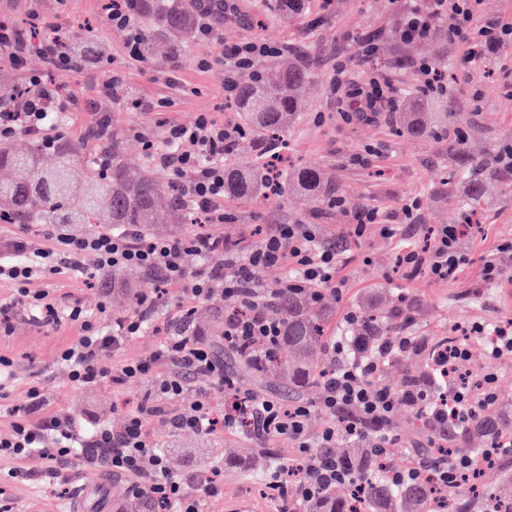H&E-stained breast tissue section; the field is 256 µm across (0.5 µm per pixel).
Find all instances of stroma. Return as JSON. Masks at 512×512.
<instances>
[{
  "mask_svg": "<svg viewBox=\"0 0 512 512\" xmlns=\"http://www.w3.org/2000/svg\"><path fill=\"white\" fill-rule=\"evenodd\" d=\"M105 2L0 0V15L18 24L27 23L35 13L47 21H62L69 32L75 33L88 21L101 37L103 58L93 67L96 83L76 77L65 80L68 93L82 102L81 108L66 120V134L73 143L83 145L101 116L110 115L112 129L122 142L126 164L141 170L148 159L133 130L142 124L144 116L134 108L133 99L164 95V79L171 73L188 88L187 94L174 97L168 108L174 119L189 124L199 113L212 112L236 120L235 109L224 100L220 70L225 46L254 37L287 45V58L305 61L314 77L288 127L284 154L291 164L322 172L333 195L343 198L345 204L334 207L326 199L306 196L293 187L287 195L259 202L228 197L224 207L232 219L223 226L225 236L235 239L258 233L269 224H312L321 238L329 240L348 230L359 209L376 207L397 213L405 203L416 200L420 203L417 219L402 225L397 237L372 233L349 243V259L338 274L344 282L342 290L325 295L331 310L326 336L347 334L343 322L347 310L372 306L389 313L405 299L412 303L408 334L425 337L432 343L440 337L452 336L454 328L475 322L490 329L512 321V300L504 286L487 285L481 277L482 265L487 260L497 261L512 272V254L496 250L501 239H512V184L488 186L489 204L481 210V222L462 241L470 262L458 279L438 283L424 275L405 277L396 265L399 249L423 245L430 227L461 223L464 183H450L442 176L448 164L447 142L395 134L399 103L382 104L374 121L347 123L340 116V105L329 85L332 66L339 60L346 62L354 81L382 75L399 90L414 82L413 60L425 58L444 64L451 89L447 96L434 98L432 109L447 113L449 120L464 123L470 132L471 154L479 160L487 149L512 135V88L504 74L505 69H512V45L498 47L472 78L463 62L462 49L450 44L447 37L438 35L415 43L399 40L401 0H311L309 19L290 22L268 18L264 0H238L240 20L225 23L214 40L191 38L183 60L174 63L160 56L146 63L130 64L125 59V35L108 22ZM369 39L376 43L377 53L366 59L360 53V44ZM199 58L211 61V68L197 67L195 61ZM115 66L126 72L125 94L121 97L103 88L109 70ZM116 277L138 288L152 285L151 279L136 269L114 274L91 267L77 278L35 280L30 288H53L72 295L90 312L96 311L105 298L112 314L124 315L133 311L134 298L131 293L111 290ZM78 336L77 324L65 321L44 327L33 323L27 311L15 309L9 332L0 331V354L13 358L17 371L10 402L21 403L27 384L37 380L46 388L51 410L70 414L86 426L106 423L120 427L147 387L141 384L118 391L106 384L94 388L72 384L56 357ZM470 343L475 351L470 370L481 369L497 376V411L511 416L512 358H484L480 337H471ZM224 371L242 388L274 395L287 404L295 400L314 402L320 397L319 383H310L294 395L288 391L287 380L257 379L234 358L225 359ZM391 429L397 442L390 450L394 467L403 468L423 459L419 445L424 432L411 409L399 408ZM153 430L173 471L220 468L224 495L209 503L208 512H279L278 501L270 498L265 485L274 464L288 460L292 446L288 438L266 445L221 429L210 434L189 430L174 433L161 421L154 422ZM11 466V461L0 460V502L10 505L13 512H71L83 491L89 494L87 512H127L133 500L124 480L114 479L98 487L94 474L86 473L73 475L68 482L54 486L22 485L8 477Z\"/></svg>",
  "mask_w": 512,
  "mask_h": 512,
  "instance_id": "obj_1",
  "label": "stroma"
}]
</instances>
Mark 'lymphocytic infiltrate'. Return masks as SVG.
<instances>
[{
	"mask_svg": "<svg viewBox=\"0 0 512 512\" xmlns=\"http://www.w3.org/2000/svg\"><path fill=\"white\" fill-rule=\"evenodd\" d=\"M481 0H425L424 7H412L406 14L399 37L414 42L434 36L440 21L448 23V39L465 46L464 62L478 70L482 46L512 43V16L479 21ZM197 18L200 40H211L221 24L236 15L235 0H190ZM136 0H109L107 17L126 35L131 60H138L143 33L135 20ZM39 41L20 26L0 21V47L9 48L11 66L21 67L26 55L39 54L50 75L29 74L25 78L28 96L0 103V143L26 134L52 145L64 127L68 112L78 107L76 98L63 94L61 76L87 71L86 62L71 53L65 43L64 26L51 21ZM278 45L249 39L224 50V97L234 98L238 81L250 72L256 59L280 54ZM386 81L371 79L372 95L347 92L346 67L336 64L330 80L334 95L345 98V121H371L375 94ZM134 107L144 110L148 123L164 129V144H156L144 129H136L150 162L165 172L177 199L209 224L206 232L169 238H155L129 228H104L85 234H70L54 227L26 231L0 251V280L12 283L16 294L11 303L0 306V321L9 322L14 307L35 312L47 326L67 319L79 324L81 334L57 355L58 363L76 386L89 388L102 382L118 387L148 384L146 395L128 413L121 428L108 424L85 429L65 413L49 412L41 383L27 387L23 402L13 408L14 421L7 434H0V458L14 461L9 474L19 482L33 479L52 485L62 481L69 468L126 478L134 495L145 497L165 512H203L206 502L223 495L220 469L192 470L178 474L168 465L152 425L165 421L171 430H193L209 434L217 429L234 433L246 431L257 441L288 437L293 441L289 465L300 475L289 480V465L277 466L267 488L281 501L283 512H299L302 505L320 500L325 492L343 485H357L350 464L336 457V449H369L383 458L396 441L390 433L393 415L405 406L424 419L429 460L420 466L394 470L393 481L404 484L426 478L433 484L463 489L474 472L475 459L487 463L512 455V435H489L480 457L455 449L457 435L482 428L496 413L497 377L481 372L477 388L464 386L457 375L459 366L472 357L465 338L484 334L483 325L463 328L462 338L450 339L444 347L426 346L406 335L408 309H400L394 333L372 338L369 354H354L347 339L330 340L326 346L327 368L319 375L321 397L317 402L286 404L278 398L241 388L225 374L224 365L210 344L191 336V315L215 293L236 301L239 314L224 319L223 341L237 352H250L251 362L261 363L280 346L282 324L272 315L283 293L292 288L323 297L342 285L337 273L349 238L362 237L368 229L396 236L399 227L392 217L376 208L357 212L348 236L321 239L310 224L268 225L260 241L229 240L222 226L230 219L224 210V160L233 154L246 132L239 124L200 113L195 122L184 124L161 113L159 105L137 99ZM464 232L460 224H440L431 229L428 243L421 248L402 247L397 264L408 273L425 274L438 282L456 280L467 263L460 251ZM217 252L237 263L236 275L225 276L223 268L206 266ZM203 259L195 271L185 266L186 256ZM280 264L289 273L275 286H262L261 271ZM99 269H137L153 277V285L137 296L132 313L110 317L107 303H100L97 317H90L75 302L62 303L49 291H30L34 278L53 279L78 275L86 266ZM186 285V296L172 321L160 327V345L147 358L111 364L110 358L153 322L162 289ZM427 351V374L392 388L381 375L386 362L413 351ZM219 388L229 396L223 412H216L211 390ZM320 412L325 424L317 433L307 427L312 412Z\"/></svg>",
	"mask_w": 512,
	"mask_h": 512,
	"instance_id": "1",
	"label": "lymphocytic infiltrate"
}]
</instances>
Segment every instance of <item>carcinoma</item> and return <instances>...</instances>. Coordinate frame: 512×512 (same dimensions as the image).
<instances>
[{
	"instance_id": "carcinoma-1",
	"label": "carcinoma",
	"mask_w": 512,
	"mask_h": 512,
	"mask_svg": "<svg viewBox=\"0 0 512 512\" xmlns=\"http://www.w3.org/2000/svg\"><path fill=\"white\" fill-rule=\"evenodd\" d=\"M267 14L300 18L306 12L308 0H266ZM143 13L151 17L155 33L142 41L140 53L146 60L158 54L171 58L184 57L186 44L195 29L194 17L179 9L173 0H144ZM77 50L92 59L98 54L96 35L93 32L76 38ZM313 74L302 62L272 59L263 68L241 77L235 108L241 126L262 143L280 139L287 133V124L297 112L302 93L310 84ZM429 106L426 96L412 94L404 101V115L400 120L399 134L410 137H448V113L445 120L431 125L425 122L423 112ZM509 141L505 140L491 149L487 156L476 161L471 155L469 142L463 129L458 128L455 138L448 143L447 180L463 174L469 192V211L485 204L484 188L491 180L507 178ZM42 142L32 140L20 148L10 143H0V168L9 176L0 179V208L14 224H32L45 221L63 226L66 232H82L93 224H103L115 229L137 227L142 231L154 224H185L189 216L176 203L168 206L162 193L169 184L158 174L146 169L141 173L130 172L123 162L120 141H112L111 163L107 171H100L93 157L81 158L76 146L61 134L51 150L53 158L45 163ZM92 180L98 189L86 193L83 184ZM307 193H317L323 188L324 178L314 169L299 168L286 177L281 192H288V185ZM268 187L264 166L224 170V194L235 199L262 200ZM279 311L283 339L278 355L259 365L255 372L261 376L277 377L288 374L293 389L310 383L318 367V350L324 347V336L329 309L303 291H288L281 298ZM362 323L358 335L372 333L386 336L391 333L387 317L367 308L361 311ZM364 484V497L374 512H428L433 502L428 482L396 486L376 477L368 476L375 470V460L359 448L343 452ZM494 512H512V489L486 491ZM309 512H349L348 501L328 493L318 502L309 504Z\"/></svg>"
}]
</instances>
